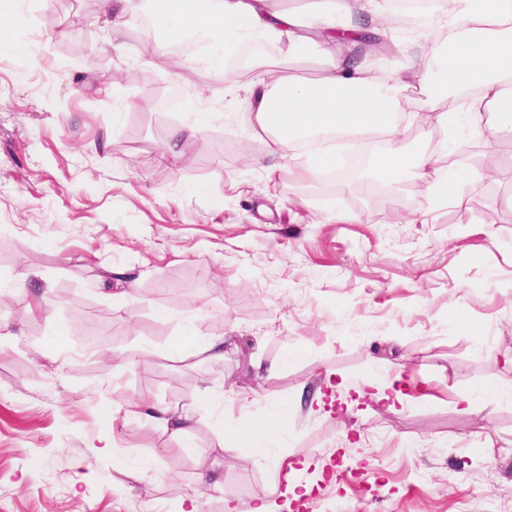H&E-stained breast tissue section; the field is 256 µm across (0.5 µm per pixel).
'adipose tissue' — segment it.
<instances>
[{"instance_id":"adipose-tissue-1","label":"adipose tissue","mask_w":512,"mask_h":512,"mask_svg":"<svg viewBox=\"0 0 512 512\" xmlns=\"http://www.w3.org/2000/svg\"><path fill=\"white\" fill-rule=\"evenodd\" d=\"M263 0H156L150 15L159 33L158 44L193 39L212 48L214 71L224 66V48L236 40L240 27L296 52L316 33L315 46L323 61L320 77L306 79L275 70L265 71L249 88L248 119L253 136L270 138L273 154L287 157L299 141L322 134L339 138H380L384 151L374 169L379 180L393 183L405 176L428 180L441 203L465 202L464 184L471 177L467 159L454 172L430 179L431 156L407 147L396 119L400 89L425 85L439 75L445 88L461 92L462 109L478 130L494 133L512 125V0H454L451 13L436 9L431 22L448 28L447 45L432 48L422 58L407 59L392 77H370L357 42L340 37V30H370L385 35L378 19L368 18L364 0H327L325 9L299 25L292 10H272ZM226 445L263 457L275 447L269 423L231 425Z\"/></svg>"}]
</instances>
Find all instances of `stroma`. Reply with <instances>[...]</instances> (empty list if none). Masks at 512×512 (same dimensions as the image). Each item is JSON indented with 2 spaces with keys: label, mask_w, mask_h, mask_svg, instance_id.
I'll return each mask as SVG.
<instances>
[{
  "label": "stroma",
  "mask_w": 512,
  "mask_h": 512,
  "mask_svg": "<svg viewBox=\"0 0 512 512\" xmlns=\"http://www.w3.org/2000/svg\"><path fill=\"white\" fill-rule=\"evenodd\" d=\"M0 22L12 36L0 50V512H183L203 460L220 485L201 490L200 512H224L280 499V455L315 489L313 512H507L511 141L485 140L461 114L407 137L442 173L450 148L475 171L494 152L496 182L469 183L463 206H436L418 180L373 202L310 195L313 154L318 174L339 170V145L272 158L250 132L249 82L214 94L206 57L179 72L143 57L132 28L106 35L99 0H0ZM390 34L402 52L383 66L366 56L370 72L433 43L424 25ZM267 65L322 70L310 45L253 52V73ZM181 86L213 118L204 150L170 163L161 146L191 121ZM246 154L262 166L240 168ZM24 271L37 277L18 295ZM87 316L110 328L102 350L76 335ZM218 336L223 358H200ZM331 384H397L403 403L351 402L337 419L313 401ZM202 395L192 456L132 413L138 397L185 408ZM274 412L285 447L262 459L221 448L225 422Z\"/></svg>",
  "instance_id": "obj_1"
}]
</instances>
